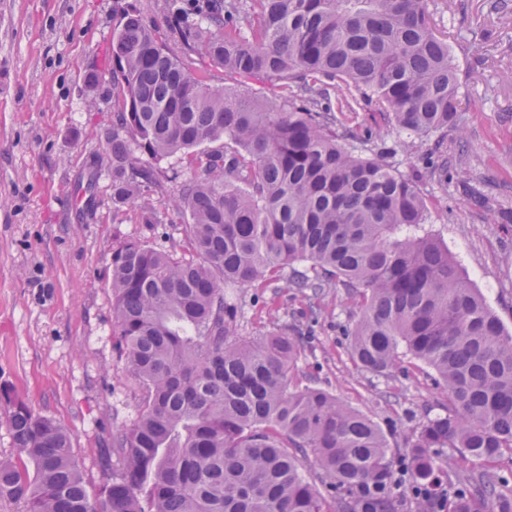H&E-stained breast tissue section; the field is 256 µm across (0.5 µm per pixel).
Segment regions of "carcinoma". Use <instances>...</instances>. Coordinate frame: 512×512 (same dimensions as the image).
<instances>
[{
	"label": "carcinoma",
	"mask_w": 512,
	"mask_h": 512,
	"mask_svg": "<svg viewBox=\"0 0 512 512\" xmlns=\"http://www.w3.org/2000/svg\"><path fill=\"white\" fill-rule=\"evenodd\" d=\"M431 0H174L171 34L224 71L278 87L251 98L215 87L127 10L112 38L106 140L112 204L159 219L155 163L183 172L182 254L139 239L112 246L114 335L139 383V413L112 434L119 469L90 496L65 430L0 389L18 455L0 457V499L25 512H512L488 471L450 470L434 488L433 448L482 463L512 452V333L427 231L416 179L366 144L332 101L353 89L387 127L443 134L460 120L457 65ZM224 139L222 150L207 144ZM140 158L134 160V153ZM448 155L423 176L443 181ZM316 299L346 289L362 370L404 353L432 368L448 412L392 449L369 417L321 388L288 389L303 336L234 335L229 290L278 281ZM405 348L399 352V348ZM314 460L335 494L306 474Z\"/></svg>",
	"instance_id": "1"
}]
</instances>
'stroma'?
<instances>
[{"instance_id": "35a3bbf8", "label": "stroma", "mask_w": 512, "mask_h": 512, "mask_svg": "<svg viewBox=\"0 0 512 512\" xmlns=\"http://www.w3.org/2000/svg\"><path fill=\"white\" fill-rule=\"evenodd\" d=\"M137 2L174 54L169 0H0V386L57 420L90 494L108 474L100 450L138 415L140 389L116 348L112 246L153 241L136 206L115 207L106 173L112 130V37ZM432 23L459 69L469 107L462 130H448V179L418 190L428 228L448 247L471 284L512 331V11L490 0H434ZM100 81L88 90L85 75ZM385 137L389 163L412 175L431 157L432 140L400 146ZM102 169L95 202L81 192ZM236 337L294 326L304 335L291 386L322 388L367 415L391 445L426 419L445 414L448 397L434 371L400 358L390 376L353 363L344 334L356 310L345 288L316 303L289 288L238 291Z\"/></svg>"}]
</instances>
